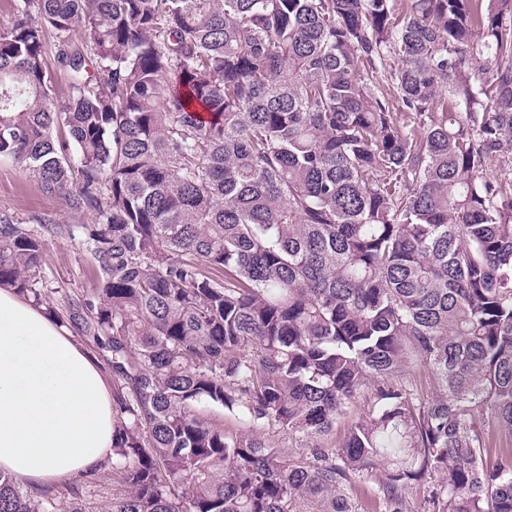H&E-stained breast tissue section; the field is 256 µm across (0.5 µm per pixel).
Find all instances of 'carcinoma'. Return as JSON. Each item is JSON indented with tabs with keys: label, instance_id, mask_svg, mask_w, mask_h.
I'll use <instances>...</instances> for the list:
<instances>
[{
	"label": "carcinoma",
	"instance_id": "carcinoma-1",
	"mask_svg": "<svg viewBox=\"0 0 512 512\" xmlns=\"http://www.w3.org/2000/svg\"><path fill=\"white\" fill-rule=\"evenodd\" d=\"M2 157L93 216L0 210V286L112 372V512H512V0H18ZM62 233L90 297L44 288ZM369 382L305 459L192 411L320 437ZM0 512L59 500L0 472ZM370 389L365 388L359 397L346 410V413L336 421L335 429L328 435L323 437L322 446L326 448L333 447L341 442L345 428L359 416H361L369 402Z\"/></svg>",
	"mask_w": 512,
	"mask_h": 512
}]
</instances>
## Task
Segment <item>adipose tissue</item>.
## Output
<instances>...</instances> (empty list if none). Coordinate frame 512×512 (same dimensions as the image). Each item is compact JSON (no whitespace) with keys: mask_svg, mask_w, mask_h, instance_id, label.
<instances>
[{"mask_svg":"<svg viewBox=\"0 0 512 512\" xmlns=\"http://www.w3.org/2000/svg\"><path fill=\"white\" fill-rule=\"evenodd\" d=\"M112 388L43 308L0 288V472L74 477L112 452Z\"/></svg>","mask_w":512,"mask_h":512,"instance_id":"adipose-tissue-1","label":"adipose tissue"}]
</instances>
